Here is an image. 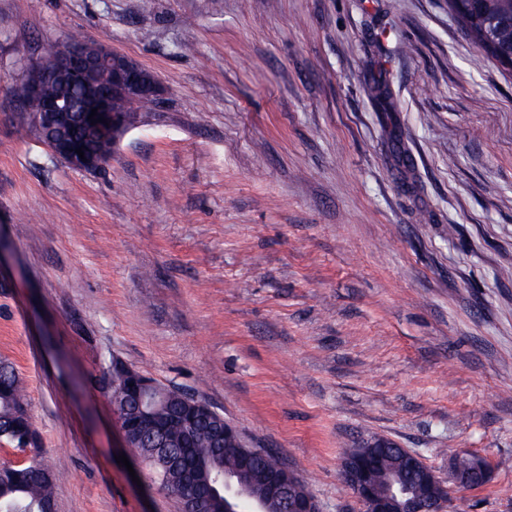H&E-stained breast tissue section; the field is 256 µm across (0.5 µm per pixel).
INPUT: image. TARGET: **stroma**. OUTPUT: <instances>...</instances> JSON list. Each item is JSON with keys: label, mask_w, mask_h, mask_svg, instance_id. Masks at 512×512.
Instances as JSON below:
<instances>
[{"label": "stroma", "mask_w": 512, "mask_h": 512, "mask_svg": "<svg viewBox=\"0 0 512 512\" xmlns=\"http://www.w3.org/2000/svg\"><path fill=\"white\" fill-rule=\"evenodd\" d=\"M73 39L160 84L92 172L7 95ZM477 54L448 0H0V359L56 512H181L125 445L115 358L279 451L320 512H363L340 458L372 436L443 477L483 458L452 506L512 512V71Z\"/></svg>", "instance_id": "35a3bbf8"}]
</instances>
